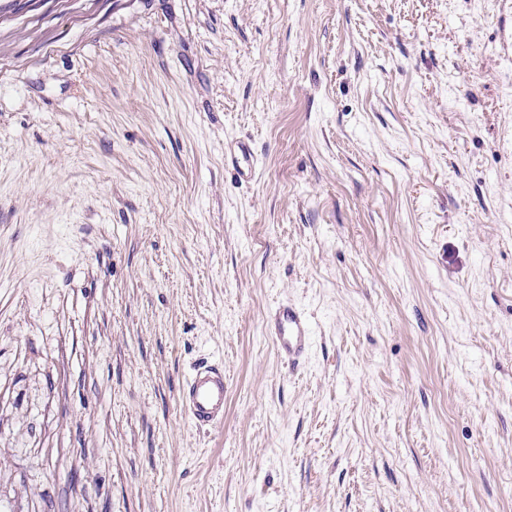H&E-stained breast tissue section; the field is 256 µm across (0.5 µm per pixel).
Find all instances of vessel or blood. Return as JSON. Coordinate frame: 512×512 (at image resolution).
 Segmentation results:
<instances>
[{"label": "vessel or blood", "instance_id": "b4317fda", "mask_svg": "<svg viewBox=\"0 0 512 512\" xmlns=\"http://www.w3.org/2000/svg\"><path fill=\"white\" fill-rule=\"evenodd\" d=\"M271 335L289 361H298L309 341L308 322L296 308L289 305L278 307ZM225 393L223 362L205 360L196 364L183 382L179 401L193 425L216 427L224 422Z\"/></svg>", "mask_w": 512, "mask_h": 512}]
</instances>
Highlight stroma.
Returning <instances> with one entry per match:
<instances>
[{
    "instance_id": "35a3bbf8",
    "label": "stroma",
    "mask_w": 512,
    "mask_h": 512,
    "mask_svg": "<svg viewBox=\"0 0 512 512\" xmlns=\"http://www.w3.org/2000/svg\"><path fill=\"white\" fill-rule=\"evenodd\" d=\"M0 512H512V0H0ZM271 336L277 348L288 356L289 361L295 363L304 353L309 341L308 322L296 308L289 305L278 307ZM224 363L201 361L183 382L179 401L193 425L205 428L224 423Z\"/></svg>"
}]
</instances>
